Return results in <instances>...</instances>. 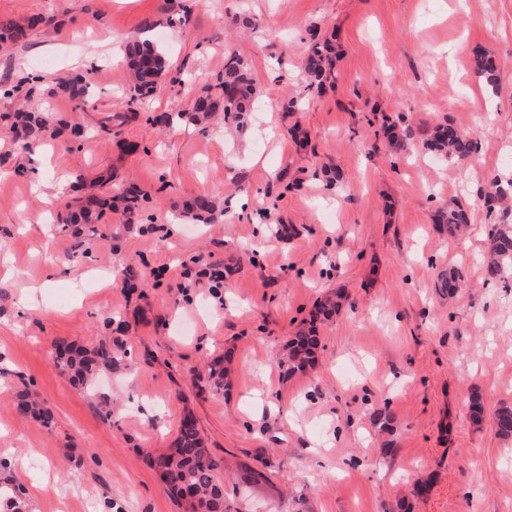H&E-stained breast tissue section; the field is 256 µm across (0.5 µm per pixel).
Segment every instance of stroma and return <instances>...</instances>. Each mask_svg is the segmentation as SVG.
I'll return each mask as SVG.
<instances>
[{"instance_id": "35a3bbf8", "label": "stroma", "mask_w": 512, "mask_h": 512, "mask_svg": "<svg viewBox=\"0 0 512 512\" xmlns=\"http://www.w3.org/2000/svg\"><path fill=\"white\" fill-rule=\"evenodd\" d=\"M35 14L50 26L0 48V476L25 487V512H186L145 452L170 447L188 412L207 453L265 474L225 480L234 512H512V439L494 423L512 406V288L485 282L477 262L489 182L512 175V0H0V21ZM133 37L170 60L135 112L118 60ZM315 37L339 58L311 93ZM228 45L259 89L247 129L220 112L157 124L214 87ZM479 54L496 60L498 90L476 77ZM32 74L27 101L5 95ZM76 75L91 84L86 106L48 95ZM289 100L298 111L281 110ZM22 103L46 120L37 190L12 128ZM478 111L488 120L470 158L397 154L384 134L464 127ZM107 168L149 201L61 223ZM198 196L219 198L214 223L183 217ZM446 206L468 212L463 240L437 229ZM194 258L223 266V287L181 288ZM458 264L467 286L443 296L436 273ZM336 292L346 301L318 325L314 367L288 375L285 343ZM61 340L111 347L95 394L55 364ZM228 351L230 390L199 391L193 369ZM21 390L53 409L51 427L18 412ZM379 409L394 418L390 455Z\"/></svg>"}]
</instances>
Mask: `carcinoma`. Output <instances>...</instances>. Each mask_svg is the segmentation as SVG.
Listing matches in <instances>:
<instances>
[{"label": "carcinoma", "instance_id": "cac0c4a2", "mask_svg": "<svg viewBox=\"0 0 512 512\" xmlns=\"http://www.w3.org/2000/svg\"><path fill=\"white\" fill-rule=\"evenodd\" d=\"M44 23L45 19L39 15L29 18L24 25L0 22V44L18 42L26 38L28 31ZM334 64L335 57L330 44L315 42L307 46L304 51L305 88H321L331 77ZM126 65L133 83L130 102L134 104L156 91L169 68V59L165 51L153 41L136 40L128 45ZM475 71L487 85L493 88L497 86L498 67L492 58L478 57ZM57 92L81 103L89 94V86L84 78L76 77L60 82ZM254 94L255 89L246 64L236 51L228 48L224 52V70L218 77L216 92L195 100L189 120L200 122L215 112H222L225 120L238 126L244 116L252 111ZM17 119L24 147L27 148L29 141L37 138L45 128V119L40 113L27 110L17 112ZM386 137L393 144L411 141L448 160L467 157L475 149L471 135L452 124H440L430 130H399L389 127L386 129ZM103 204L104 200L96 195L87 197L81 211L72 217L73 222H92L97 208ZM485 204L490 211L511 210L512 179H493ZM215 213V201L209 196H199L191 204L186 216L207 224L214 220ZM440 221L450 237L456 236L468 223L467 215L462 210L448 211L441 215ZM482 267L487 282L508 280V274L512 272V224L491 225ZM463 280V270L458 267L442 270L437 276L436 288L452 296L463 287ZM339 309V300L328 298L312 313V321L328 319L338 313ZM320 345V336L315 326L300 331L288 340V352L281 360V365L290 374L306 371L314 363ZM56 348L60 367L70 375L74 385L85 391L93 389L98 371L112 366V348L103 344L83 348L60 341ZM230 361L229 354L214 359L207 364L205 373L199 372L195 374V378L221 390L229 379ZM16 399L18 406L39 419L45 427H50L54 422L50 408L39 403L29 392H18ZM495 423L498 435L512 436V408L499 409L495 415ZM148 462L160 474L172 496H177L184 488L193 491L195 499L189 502L191 512H227L224 488L218 474L219 464L206 453L203 437L192 415H185L180 422L174 445L163 452L148 455ZM20 494V487L4 480L0 484V506L15 505Z\"/></svg>", "mask_w": 512, "mask_h": 512}]
</instances>
